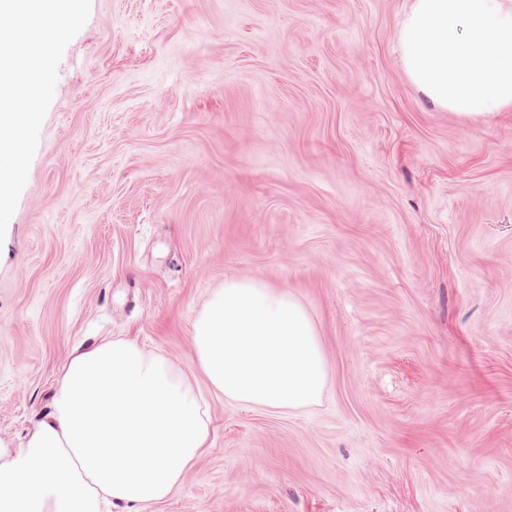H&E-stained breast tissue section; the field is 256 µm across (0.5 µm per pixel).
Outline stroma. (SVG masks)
Instances as JSON below:
<instances>
[{"label": "stroma", "mask_w": 512, "mask_h": 512, "mask_svg": "<svg viewBox=\"0 0 512 512\" xmlns=\"http://www.w3.org/2000/svg\"><path fill=\"white\" fill-rule=\"evenodd\" d=\"M410 0H91L0 242V444L107 336L196 369L225 278L313 314L320 404L211 400L148 512H512V111L407 80Z\"/></svg>", "instance_id": "obj_1"}]
</instances>
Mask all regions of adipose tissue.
<instances>
[{
	"instance_id": "1",
	"label": "adipose tissue",
	"mask_w": 512,
	"mask_h": 512,
	"mask_svg": "<svg viewBox=\"0 0 512 512\" xmlns=\"http://www.w3.org/2000/svg\"><path fill=\"white\" fill-rule=\"evenodd\" d=\"M405 73L437 108L512 110V0H412L397 34ZM199 377L126 338L67 357L49 413L0 458V512H110L172 497L210 445L208 396L293 412L318 404L328 371L293 292L230 278L198 311Z\"/></svg>"
}]
</instances>
